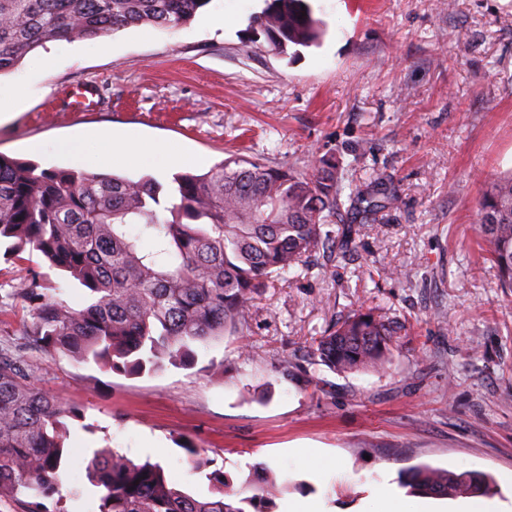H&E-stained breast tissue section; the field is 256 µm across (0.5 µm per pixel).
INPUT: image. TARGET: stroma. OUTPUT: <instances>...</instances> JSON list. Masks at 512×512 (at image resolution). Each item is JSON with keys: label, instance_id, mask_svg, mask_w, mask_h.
<instances>
[{"label": "stroma", "instance_id": "obj_1", "mask_svg": "<svg viewBox=\"0 0 512 512\" xmlns=\"http://www.w3.org/2000/svg\"><path fill=\"white\" fill-rule=\"evenodd\" d=\"M319 45L288 54L255 37L264 0H210L185 26H133L105 40L47 43L0 76L46 87L0 124V154L42 169L51 142L106 129L182 151V173L233 155L308 172L335 159L347 185L395 192L374 215L332 217L346 247L314 253L275 276L234 329L196 349L188 367L128 375L39 350L35 384L76 406L78 460L65 490L85 486L81 457L108 445L161 463L177 488L209 493L187 446L234 488L274 481L275 512L301 498L322 512H380L376 484L399 487L427 464L499 479L512 470V289L501 288L478 232L479 203L512 172V0H311ZM224 14L221 29L207 16ZM38 276L50 296L81 308L88 295L34 250L0 252V347L31 313L14 294ZM384 309L409 333L386 369L339 373L312 348L334 322ZM332 470L314 476L299 449ZM512 512V485L498 486Z\"/></svg>", "mask_w": 512, "mask_h": 512}]
</instances>
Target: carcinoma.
Returning a JSON list of instances; mask_svg holds the SVG:
<instances>
[{"label": "carcinoma", "mask_w": 512, "mask_h": 512, "mask_svg": "<svg viewBox=\"0 0 512 512\" xmlns=\"http://www.w3.org/2000/svg\"><path fill=\"white\" fill-rule=\"evenodd\" d=\"M251 21L285 54L316 44L322 29L308 0H264ZM210 0H0V75L56 40H92L131 26L188 24ZM166 190L151 176L38 169L0 154V241L19 256L31 247L86 288L91 303L74 309L49 297L36 277L15 295L28 304L29 345L76 363L139 374L190 365L193 345L224 337L275 274L334 242L328 218L346 186L322 160L298 173L231 156L202 174L180 173ZM364 210L394 201L377 182L351 192ZM481 232L492 245L499 280L512 288V175L480 203ZM152 241L150 249L142 240ZM404 324L382 312H358L313 341L321 362L340 372L381 370ZM78 408L35 385L22 353L0 352V500L62 496L67 420ZM95 512H270L274 488L246 495L224 471L206 474L211 496L174 487L159 463L136 462L109 446L85 459ZM402 485L437 497L489 494L484 473L409 468Z\"/></svg>", "instance_id": "carcinoma-1"}]
</instances>
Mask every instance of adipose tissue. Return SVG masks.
Here are the masks:
<instances>
[{
    "label": "adipose tissue",
    "instance_id": "ef3b65f1",
    "mask_svg": "<svg viewBox=\"0 0 512 512\" xmlns=\"http://www.w3.org/2000/svg\"><path fill=\"white\" fill-rule=\"evenodd\" d=\"M90 144L96 148V164L103 167L126 164L135 160L152 167L156 172L163 173L184 160L182 154L166 145L154 143L147 146L138 139L117 138L103 131L92 133L85 141L78 138H63L51 147L44 141L32 140L27 143L26 149L33 155H40L51 149L80 162L85 159L86 147Z\"/></svg>",
    "mask_w": 512,
    "mask_h": 512
}]
</instances>
